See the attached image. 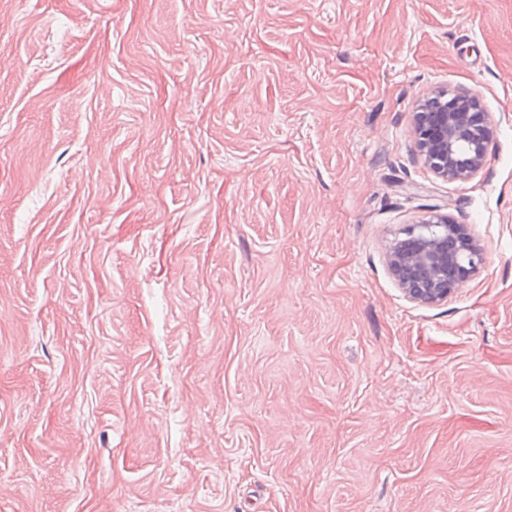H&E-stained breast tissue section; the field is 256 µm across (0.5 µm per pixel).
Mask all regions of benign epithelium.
I'll use <instances>...</instances> for the list:
<instances>
[{
    "instance_id": "benign-epithelium-1",
    "label": "benign epithelium",
    "mask_w": 512,
    "mask_h": 512,
    "mask_svg": "<svg viewBox=\"0 0 512 512\" xmlns=\"http://www.w3.org/2000/svg\"><path fill=\"white\" fill-rule=\"evenodd\" d=\"M415 136L427 168L446 180H467L484 165L494 127L471 93L439 91L415 113ZM392 243L388 266L411 300L437 304L448 299L479 268L483 252L464 224L433 213L404 230Z\"/></svg>"
}]
</instances>
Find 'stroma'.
Wrapping results in <instances>:
<instances>
[{
  "label": "stroma",
  "instance_id": "stroma-1",
  "mask_svg": "<svg viewBox=\"0 0 512 512\" xmlns=\"http://www.w3.org/2000/svg\"><path fill=\"white\" fill-rule=\"evenodd\" d=\"M0 512H512V0H0ZM494 133L488 113L480 112L479 99L471 93L439 91L415 113L419 153L425 166L442 179L467 180L476 175ZM403 234L408 238L393 242L387 259L392 276L411 300H447L483 262L482 249L467 226L446 214L432 213Z\"/></svg>",
  "mask_w": 512,
  "mask_h": 512
}]
</instances>
